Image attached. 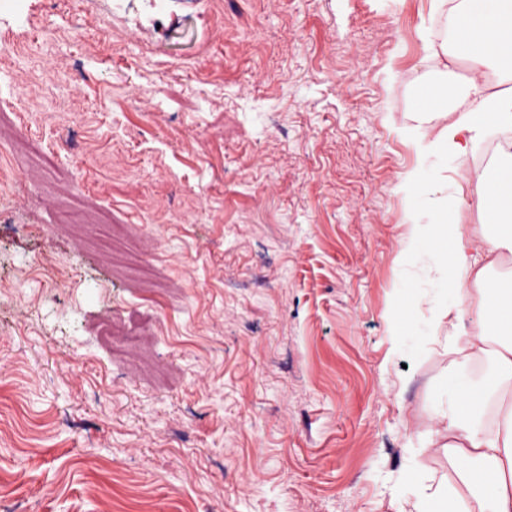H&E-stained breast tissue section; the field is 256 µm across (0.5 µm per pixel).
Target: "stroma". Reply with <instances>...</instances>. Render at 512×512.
I'll return each instance as SVG.
<instances>
[{"label":"stroma","mask_w":512,"mask_h":512,"mask_svg":"<svg viewBox=\"0 0 512 512\" xmlns=\"http://www.w3.org/2000/svg\"><path fill=\"white\" fill-rule=\"evenodd\" d=\"M0 0V512H415L464 497L434 228L492 227L441 0ZM93 206L135 271L107 267ZM421 235H413V225ZM111 319H104V311Z\"/></svg>","instance_id":"stroma-1"}]
</instances>
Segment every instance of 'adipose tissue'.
Here are the masks:
<instances>
[{
	"mask_svg": "<svg viewBox=\"0 0 512 512\" xmlns=\"http://www.w3.org/2000/svg\"><path fill=\"white\" fill-rule=\"evenodd\" d=\"M454 50L467 61L466 112L444 126L435 143L446 153L462 156L484 139L489 127L512 128V0H454L444 16ZM501 70L502 90L490 91L487 74ZM512 173V142L499 147L483 176L476 206L494 215V236L472 245L462 224L440 225L438 233L451 244L438 255L436 269L446 276L457 295L479 286L484 303L475 331H467V311L456 305L448 325L456 339L451 351L456 362L488 358L491 379L482 392L465 393L460 408L442 412L435 434L460 464L463 483H478L479 497L463 498L438 488L416 505L417 512H512V402L498 393L512 391V287L493 277L503 253L512 254V191L503 173Z\"/></svg>",
	"mask_w": 512,
	"mask_h": 512,
	"instance_id": "ef3b65f1",
	"label": "adipose tissue"
}]
</instances>
